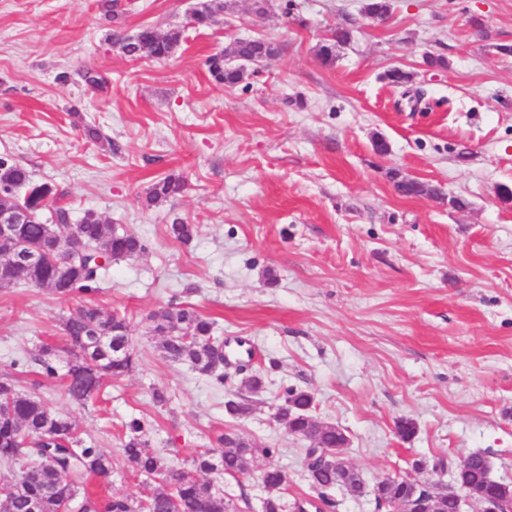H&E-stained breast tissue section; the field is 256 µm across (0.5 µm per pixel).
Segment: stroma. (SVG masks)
Listing matches in <instances>:
<instances>
[{
  "instance_id": "stroma-1",
  "label": "stroma",
  "mask_w": 512,
  "mask_h": 512,
  "mask_svg": "<svg viewBox=\"0 0 512 512\" xmlns=\"http://www.w3.org/2000/svg\"><path fill=\"white\" fill-rule=\"evenodd\" d=\"M124 2L111 19L102 0H0V156L64 190L75 214L95 210L145 240L96 297L126 314L138 365L83 407L62 381L38 382L32 358L61 346L75 304L20 285L0 288V377L76 420L111 454V489L135 497L157 485L122 454L131 416L153 422L151 451L179 468L223 432L275 449L221 480L226 496L262 512L261 475L274 465L288 477L283 500L316 512L309 443L274 417L287 386L344 430V457L366 485L472 452L512 482V202L498 195L512 188V55L498 50L512 45V0H392L383 20L362 14L364 0H271L262 19L252 0H225L204 30L187 24L196 0ZM145 25L181 30L176 54L133 60L114 44ZM339 27L351 39L322 63L318 48ZM254 37L280 53L234 86L216 83L206 59ZM428 55L446 67L427 70ZM394 67L430 109L383 81ZM88 71L103 88L86 84ZM171 174L183 194L147 203ZM403 179L441 195H402ZM177 220L194 225L191 241L171 236ZM173 302L216 321L223 387L158 350L149 315ZM258 370L266 387L252 396ZM247 395L255 412L229 415L226 402ZM401 418L415 424L411 439L396 433Z\"/></svg>"
}]
</instances>
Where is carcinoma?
<instances>
[{"label":"carcinoma","instance_id":"1","mask_svg":"<svg viewBox=\"0 0 512 512\" xmlns=\"http://www.w3.org/2000/svg\"><path fill=\"white\" fill-rule=\"evenodd\" d=\"M391 7V0H365L363 11L381 19L390 14ZM225 8L224 0H201L191 26H211ZM114 37L123 49L131 47L143 55L166 58L178 47L181 32L160 35L145 26L129 38L118 33ZM350 38L349 30H334L320 46L318 57L329 62L336 45ZM278 51L275 43L263 38L239 39L232 56L215 54L207 65L215 81L233 86L243 78L241 60L268 58ZM184 188L181 177L166 176L151 185L147 202L175 198ZM397 189L410 196L440 195L438 189L413 180L398 182ZM1 193L5 198H0V204L17 201L28 213L26 222L18 225L20 239L50 255L69 251L73 257L74 267L65 275L50 260L31 264L13 258L6 247L0 249V288H46L59 299L76 301L74 310L61 322L69 354L66 372L59 374L58 354L51 348L42 350L34 361L38 376L46 381L63 379L69 398L84 405L98 398L105 379L126 376L137 366L127 317L103 310L95 297L112 262L137 257L145 252L146 245L138 235L104 223L93 210L74 218L71 209L60 203L64 194L49 183L33 181L23 165L7 156H0ZM150 321L166 359L187 363L214 386H224V342L215 335V321L172 303L152 313ZM279 399L278 420L292 434L310 442L304 465L312 488L324 508L336 507L333 492L342 479L336 470L320 467V451L346 445L347 436L310 413L314 398L309 391L287 386ZM225 407L236 417L253 412L249 400H229ZM124 427L125 458L159 487L144 500L114 491L101 506L86 494L85 481L89 477L108 481L113 472L112 455L87 443L75 421L54 412L41 397L20 392L8 380L0 381V465L8 468L0 478L4 512H69L80 495V512H98L100 506L104 512H237L231 499L224 496V489L205 475L215 474L221 479L244 475L256 459L271 458L277 452L275 448H258L236 433H222L216 438L217 449L197 454L187 467L175 468L164 457L145 451L153 430L149 420L132 416ZM458 479L466 484H485L484 455L471 454Z\"/></svg>","mask_w":512,"mask_h":512}]
</instances>
